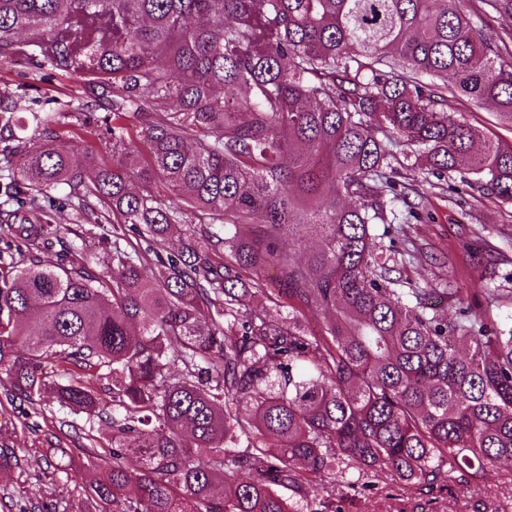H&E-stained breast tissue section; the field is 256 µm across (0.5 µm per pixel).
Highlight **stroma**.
I'll return each mask as SVG.
<instances>
[{
    "label": "stroma",
    "mask_w": 512,
    "mask_h": 512,
    "mask_svg": "<svg viewBox=\"0 0 512 512\" xmlns=\"http://www.w3.org/2000/svg\"><path fill=\"white\" fill-rule=\"evenodd\" d=\"M85 87V77L75 73L66 77H49L26 58L0 61V90L26 95L35 102V110L55 115L59 121L61 137L74 136L94 146L98 161L111 162L112 156L99 146L96 137L97 120L103 119L104 109H97L96 122L84 127L74 117L77 99ZM451 111L457 112L469 124L477 127L490 140L512 146V123L502 119L496 110L464 97H449ZM425 196L433 215L432 221L408 224L404 234L413 244L410 257L399 262L403 280L419 285L443 282L454 276L460 288H478L486 282L484 268L467 264V252H476L495 259L500 269L512 270V204H503L454 182L443 189L440 181L428 179L416 184ZM56 223L76 229L81 236L85 252L97 265H105L112 247L101 237V228L93 223L76 224L71 210L64 209L54 215ZM452 258L457 263L456 274L433 264V257ZM9 382L0 374V423H16L15 434L9 441L19 460V467L0 472V497L10 495L22 502L41 501L44 485L38 474L44 465L41 458L46 448H84L89 441L107 447L112 443V426L98 422L87 426L84 416L59 409L57 404L45 406L35 412L31 406L8 402ZM313 497L336 503L340 512H418L420 499L415 489L401 486L388 488L386 478H379L377 489L359 494L349 492L335 476H325L321 485L314 487ZM436 512H512V467L490 470L483 486H453L439 493Z\"/></svg>",
    "instance_id": "obj_1"
}]
</instances>
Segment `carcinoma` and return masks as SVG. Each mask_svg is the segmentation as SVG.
Here are the masks:
<instances>
[{"label": "carcinoma", "instance_id": "cac0c4a2", "mask_svg": "<svg viewBox=\"0 0 512 512\" xmlns=\"http://www.w3.org/2000/svg\"><path fill=\"white\" fill-rule=\"evenodd\" d=\"M20 34L35 67L87 77L82 115L108 103L112 165L86 178L70 156L93 150L34 111L33 137H0L19 256L0 273V371L12 401L111 419L112 445L90 449L77 500L60 491L71 452L46 449L44 499L0 512H303L276 487L304 499L329 470L355 492L387 475L433 512L434 491L512 465V288H456L444 319L383 244L425 208L396 164L512 204V147L446 95L512 123V34L485 37L456 0H0V58ZM22 102L0 95V127ZM93 200L135 237L99 271L52 223L65 208L101 223ZM267 266L254 293L286 317L242 300L243 274ZM451 112H457L469 124L477 127L490 140L502 146H512V124L503 120L496 110L466 97H453L448 91Z\"/></svg>", "mask_w": 512, "mask_h": 512}]
</instances>
